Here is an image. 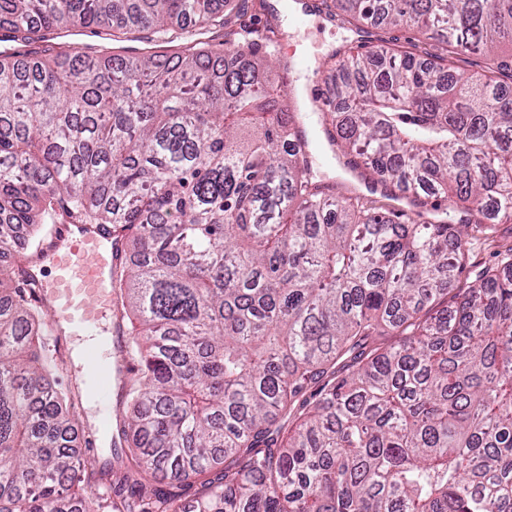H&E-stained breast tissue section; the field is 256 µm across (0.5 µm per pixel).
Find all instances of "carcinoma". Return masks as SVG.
<instances>
[{
	"label": "carcinoma",
	"instance_id": "carcinoma-1",
	"mask_svg": "<svg viewBox=\"0 0 512 512\" xmlns=\"http://www.w3.org/2000/svg\"><path fill=\"white\" fill-rule=\"evenodd\" d=\"M446 55L382 45L329 66L336 145L426 205L512 221V0H344ZM216 0H0V512H512V246L466 287L451 221L402 224L327 194L284 149L291 118ZM95 28L120 56L47 34ZM113 224L138 379L114 451L128 497L74 452V394L27 278L47 226ZM204 478L190 502L182 487Z\"/></svg>",
	"mask_w": 512,
	"mask_h": 512
}]
</instances>
